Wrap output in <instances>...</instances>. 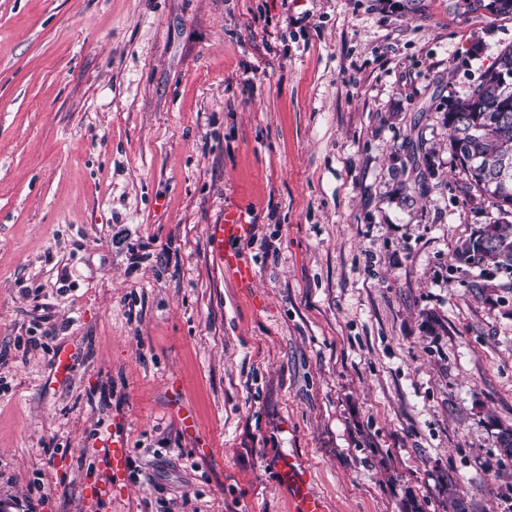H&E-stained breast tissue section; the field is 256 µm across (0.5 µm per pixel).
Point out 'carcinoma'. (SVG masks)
I'll return each mask as SVG.
<instances>
[{
    "label": "carcinoma",
    "mask_w": 512,
    "mask_h": 512,
    "mask_svg": "<svg viewBox=\"0 0 512 512\" xmlns=\"http://www.w3.org/2000/svg\"><path fill=\"white\" fill-rule=\"evenodd\" d=\"M464 12L486 10L494 16L512 15V0H459ZM512 69V46L497 54L471 90L461 98L448 97L444 124L448 140L473 197L489 204L498 218L483 225L477 235L457 247L456 263L470 268L493 266L512 272V80L501 79ZM408 162L396 173V185L389 199L407 206L414 195L428 188L435 175L430 156L420 135L409 139Z\"/></svg>",
    "instance_id": "obj_1"
}]
</instances>
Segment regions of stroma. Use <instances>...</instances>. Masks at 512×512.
Instances as JSON below:
<instances>
[{"mask_svg":"<svg viewBox=\"0 0 512 512\" xmlns=\"http://www.w3.org/2000/svg\"><path fill=\"white\" fill-rule=\"evenodd\" d=\"M455 3L0 0V512H297L290 461L330 512H512V274L456 266L495 211L443 123L512 15ZM410 148L408 162L411 166L410 175L407 174V166L403 163L401 169L396 173V185L391 191L389 199L400 206H408L413 202L414 194H422L428 188V180L435 175L430 156L434 152L432 148L426 147L422 135L417 134L415 138L408 141ZM251 225L246 224L242 212L225 211L224 223L213 224L210 231L212 252L238 288H251L256 273L251 265L243 262L236 252L226 249L224 245L229 242H247L250 238Z\"/></svg>","mask_w":512,"mask_h":512,"instance_id":"35a3bbf8","label":"stroma"}]
</instances>
